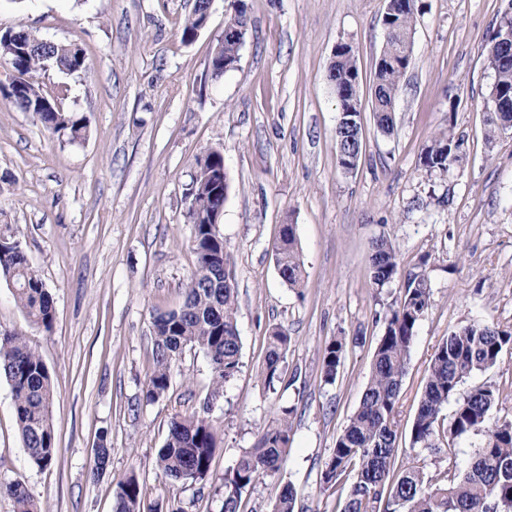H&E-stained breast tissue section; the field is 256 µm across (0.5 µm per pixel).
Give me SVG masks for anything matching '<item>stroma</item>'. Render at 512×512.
Instances as JSON below:
<instances>
[{"instance_id":"1","label":"stroma","mask_w":512,"mask_h":512,"mask_svg":"<svg viewBox=\"0 0 512 512\" xmlns=\"http://www.w3.org/2000/svg\"><path fill=\"white\" fill-rule=\"evenodd\" d=\"M388 0H244L249 35L235 70L210 58L231 0L183 42L193 0H0V33L25 27L84 49L90 75L51 69L32 80L83 114L84 139L46 131L0 97V232L19 241L53 298L51 330L29 324L0 274V330L38 349L53 378L57 456L29 459L9 382L0 377V481H21L43 512H113L116 484L136 473L146 512H221L223 478L291 408L289 452L277 475L242 495L240 512H269L281 485L299 512H337L322 469L359 404L382 315L401 281L372 287L376 240L395 247L402 273L425 271L431 305L410 351L399 402L397 461L428 367L449 333L475 322L512 325V130L488 139L495 74L491 38L512 0H415L413 52L381 133L370 102ZM352 46L360 73L364 147L357 168L337 164L336 93L327 67ZM460 138L462 159L426 172L438 132ZM224 153L229 190L219 229L233 258L241 364L220 396L199 349H185L168 391L143 398L153 321L179 308L196 263L187 190L196 157ZM297 227L303 285L276 266L279 228ZM287 329L286 375L265 389L266 336ZM346 339L335 383L322 382V347ZM500 390L492 419H512V349L468 379ZM208 410L222 440L207 481L169 484L153 468L171 417ZM110 465L92 477L95 448Z\"/></svg>"}]
</instances>
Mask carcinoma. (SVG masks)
Instances as JSON below:
<instances>
[{
	"mask_svg": "<svg viewBox=\"0 0 512 512\" xmlns=\"http://www.w3.org/2000/svg\"><path fill=\"white\" fill-rule=\"evenodd\" d=\"M204 13L194 0L185 16L182 40L192 42L202 30ZM385 39L375 63L372 109L378 129L394 130V106L401 80L410 64L414 33L413 0H390L384 15ZM14 38H0L10 47L0 56L16 77L0 87V94L23 112H34L49 132L68 134L77 140L87 132L84 115L65 110L58 99L30 80L43 69V58L53 57L57 70L65 74L88 73L84 50L75 43L45 45L31 31L19 27ZM242 42L226 38L212 53L215 75L235 68ZM488 63L495 74L490 91L492 109L487 113V135L493 137L512 128V51L488 50ZM334 89L346 91L360 83L352 48L336 52L327 68ZM461 143L446 132L436 135L423 149L421 165L429 172L445 171L460 159ZM198 177L189 187L187 220L194 225L193 251L196 264L186 284L182 306L154 319L153 365L147 375L144 398L154 402L170 386L171 369L185 348H198L209 359L211 396L223 392L224 382L239 370L241 339L237 328V292L232 278V258L224 250V236L211 223L215 205L229 190L224 155L212 150L195 159ZM19 243L5 238L0 244V273L15 284L14 297L28 322L46 331L54 321L53 299L39 274L18 252ZM282 280L298 288L303 279V261L296 225L282 224L276 250ZM374 287L404 278L403 295L384 317V332L374 350L370 378L355 412L336 437L332 455L322 470L324 490L344 494L339 512H512V420L490 421L498 390L479 385L460 393V386L478 372L494 367L503 349L512 345V327L495 323H472L448 334L431 359L427 382L410 431L412 462L395 469L396 416L407 361L416 328L431 305V287L425 272L401 276L395 248L385 239L376 242L368 259ZM290 343L288 331L274 327L269 332L261 380L268 389L282 380ZM346 342L336 336L323 347L321 374L326 384L336 380L344 361ZM0 375L12 387L14 408L24 448L31 462L45 468L56 458L51 417L54 388L50 372L39 352L26 337L13 331L0 332ZM454 403L450 415L443 414ZM290 410L268 426L251 451L242 455L224 477V512H239L242 493L275 476L288 454ZM450 439L477 435L480 442L471 458L460 464L448 458L446 467L434 473L421 461L423 453H438L434 444L439 432ZM221 439L209 418L197 412L176 414L169 423L164 445L158 450L154 468L168 483L205 481ZM91 473L98 477L107 469L110 451L95 449ZM0 494L14 502L15 512H38V506L19 481L0 483ZM297 492L281 486L271 512H295ZM142 489L136 475L117 483L114 512H141Z\"/></svg>",
	"mask_w": 512,
	"mask_h": 512,
	"instance_id": "carcinoma-1",
	"label": "carcinoma"
}]
</instances>
